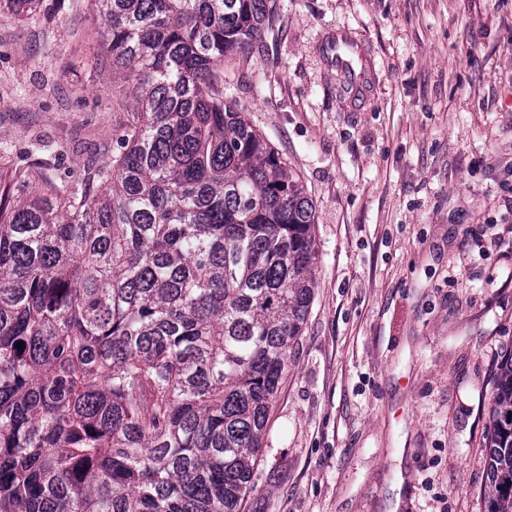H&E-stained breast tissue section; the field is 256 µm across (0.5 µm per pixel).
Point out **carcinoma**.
Here are the masks:
<instances>
[{
  "instance_id": "obj_1",
  "label": "carcinoma",
  "mask_w": 512,
  "mask_h": 512,
  "mask_svg": "<svg viewBox=\"0 0 512 512\" xmlns=\"http://www.w3.org/2000/svg\"><path fill=\"white\" fill-rule=\"evenodd\" d=\"M95 2L139 93L112 159L58 179L39 140L0 159V512H241L318 249L304 185L215 69L279 3ZM489 421L487 512H512V359Z\"/></svg>"
}]
</instances>
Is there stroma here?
Masks as SVG:
<instances>
[{
	"label": "stroma",
	"instance_id": "stroma-1",
	"mask_svg": "<svg viewBox=\"0 0 512 512\" xmlns=\"http://www.w3.org/2000/svg\"><path fill=\"white\" fill-rule=\"evenodd\" d=\"M0 14V146L105 163L136 111L93 0ZM227 97L316 209L317 286L243 512H485V421L512 357V0H279ZM374 65L337 95L321 41ZM481 245H474L473 235Z\"/></svg>",
	"mask_w": 512,
	"mask_h": 512
}]
</instances>
